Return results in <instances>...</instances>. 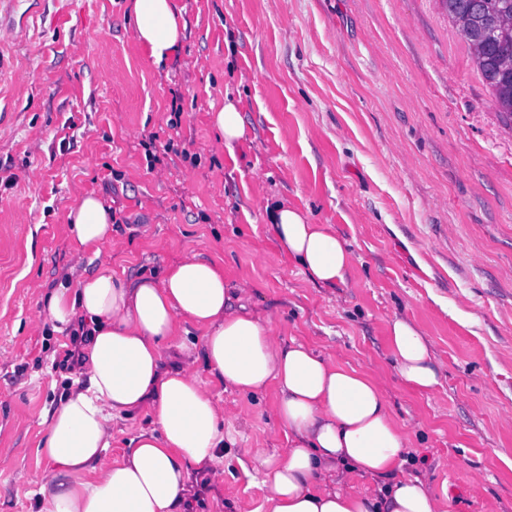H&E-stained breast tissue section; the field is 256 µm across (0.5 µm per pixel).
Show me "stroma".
<instances>
[{
    "instance_id": "stroma-1",
    "label": "stroma",
    "mask_w": 512,
    "mask_h": 512,
    "mask_svg": "<svg viewBox=\"0 0 512 512\" xmlns=\"http://www.w3.org/2000/svg\"><path fill=\"white\" fill-rule=\"evenodd\" d=\"M178 57L155 68L131 0H0V512H35L37 449L78 374L44 303L72 267L126 280L194 252L248 284L250 307L341 361L382 374L411 438L404 473L447 512H512V126L442 0H176ZM245 135L220 144L211 103ZM178 127H170L173 111ZM118 220L101 255L67 230L83 195ZM333 225L346 283L307 281L267 206ZM427 336L428 393L397 373L388 322ZM231 408L240 448L283 449L275 387ZM186 512H259L252 463L226 453Z\"/></svg>"
}]
</instances>
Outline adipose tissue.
<instances>
[{"label":"adipose tissue","instance_id":"adipose-tissue-1","mask_svg":"<svg viewBox=\"0 0 512 512\" xmlns=\"http://www.w3.org/2000/svg\"><path fill=\"white\" fill-rule=\"evenodd\" d=\"M133 13L135 39L153 65L176 58L186 26L175 0H134ZM266 213L278 244L309 282L345 283L353 254L332 225L309 223L285 205ZM67 225L78 249L97 255L112 242L110 209L96 196L77 200ZM235 292L248 294L227 282L222 265L194 253L134 282L103 262L54 288L46 303L53 329L81 328L87 339L79 375L38 450L51 473L40 482L37 512H184L192 475L224 460V422L232 415L198 377L200 360L237 393L277 388L287 448L240 451L265 471L266 512H446L420 477L395 474L409 438L382 376L304 341L281 339L268 317L232 305ZM193 329L201 341L189 339ZM388 337L401 379L432 391L438 371L421 329L397 314ZM167 344L178 350V367L163 364ZM135 411L149 418L150 429L105 463L113 420ZM357 474L385 479L379 496L354 490Z\"/></svg>","mask_w":512,"mask_h":512}]
</instances>
